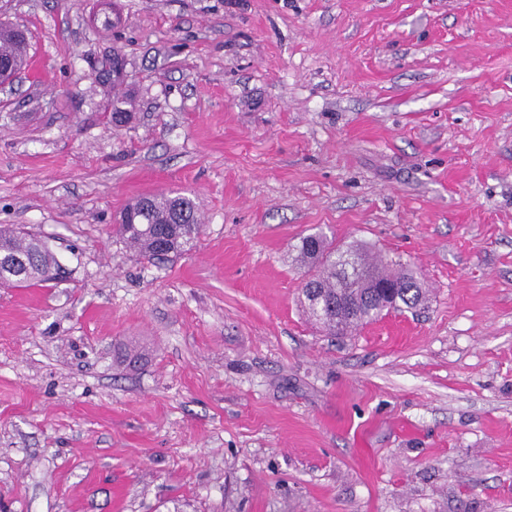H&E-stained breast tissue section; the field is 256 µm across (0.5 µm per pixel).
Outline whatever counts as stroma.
Listing matches in <instances>:
<instances>
[{"instance_id": "stroma-1", "label": "stroma", "mask_w": 512, "mask_h": 512, "mask_svg": "<svg viewBox=\"0 0 512 512\" xmlns=\"http://www.w3.org/2000/svg\"><path fill=\"white\" fill-rule=\"evenodd\" d=\"M0 512H512V0H0ZM118 86L100 81L113 54ZM132 104L113 126L116 100ZM196 197L136 256V199ZM427 291L353 335L303 311L300 237ZM18 27L0 25V60L1 64L12 63L14 70H20V57L18 47L22 46L27 51L28 39L15 33ZM122 213L128 222L115 225L117 234L129 249L148 259L191 250L202 231L197 205L182 195L143 197ZM37 236L24 231L22 228L9 225L0 226V250L9 255H18L24 262L5 263L6 267H18L14 271L0 270V286L2 284L11 287L30 286L37 282H43L54 273L58 267L57 261L50 250L44 245H39Z\"/></svg>"}]
</instances>
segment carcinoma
<instances>
[{
  "label": "carcinoma",
  "instance_id": "cac0c4a2",
  "mask_svg": "<svg viewBox=\"0 0 512 512\" xmlns=\"http://www.w3.org/2000/svg\"><path fill=\"white\" fill-rule=\"evenodd\" d=\"M15 30L0 25V62L18 70L17 50L27 47L28 39ZM123 213L127 221L115 225L117 234L129 249L148 259L191 250L202 231L197 205L182 195L143 197ZM0 250L23 258L15 270L0 271V285L30 286L49 278L58 267L39 238L19 227L0 226ZM297 260L311 272L302 289L308 317L330 336L351 333L382 315V296L375 288L362 287L363 279L394 285L397 303L406 309L417 308L425 299L424 289L411 274L394 270L400 262L378 260L362 244L341 250L319 234H308L297 246Z\"/></svg>",
  "mask_w": 512,
  "mask_h": 512
}]
</instances>
